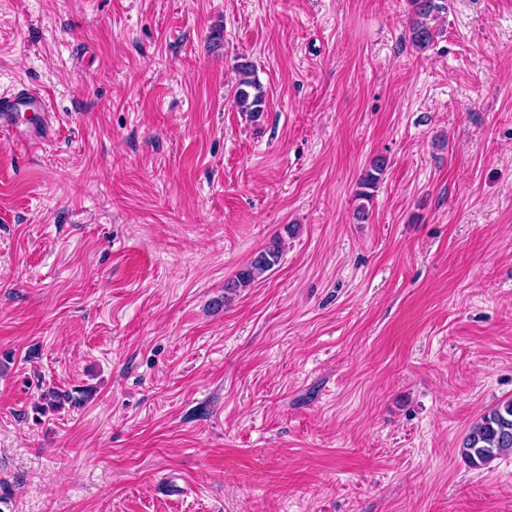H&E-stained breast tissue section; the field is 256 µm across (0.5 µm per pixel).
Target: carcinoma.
Returning <instances> with one entry per match:
<instances>
[{"mask_svg": "<svg viewBox=\"0 0 512 512\" xmlns=\"http://www.w3.org/2000/svg\"><path fill=\"white\" fill-rule=\"evenodd\" d=\"M414 18L410 24L412 43L419 49L425 48L433 40V32L428 20L442 10L439 0H410ZM235 104L239 111L256 116L264 111V95L252 73L245 70L239 80ZM385 160L378 158L371 164V171L364 176L361 186L364 191L359 196L369 199L368 190L376 187L379 174L382 173ZM281 251L278 243L257 252L252 259L240 269L225 285V292L247 288L257 282L268 271L278 265ZM41 407L56 409L70 402L74 405L80 399L69 392L48 390L41 397ZM512 454V400L506 401L484 414L467 430L461 448L462 457L472 466L480 467L491 464L494 460Z\"/></svg>", "mask_w": 512, "mask_h": 512, "instance_id": "obj_1", "label": "carcinoma"}]
</instances>
